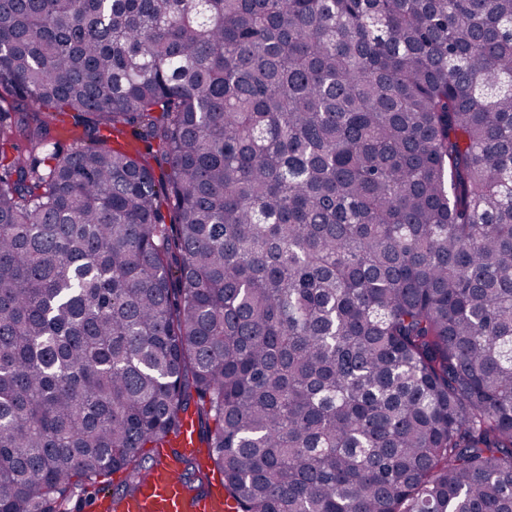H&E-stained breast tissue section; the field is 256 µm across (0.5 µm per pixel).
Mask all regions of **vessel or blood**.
<instances>
[{"instance_id":"vessel-or-blood-1","label":"vessel or blood","mask_w":512,"mask_h":512,"mask_svg":"<svg viewBox=\"0 0 512 512\" xmlns=\"http://www.w3.org/2000/svg\"><path fill=\"white\" fill-rule=\"evenodd\" d=\"M202 443L194 418H186L181 430L172 435L167 447L158 449L156 463L139 490L121 499L102 496L100 512H230L220 484H212L203 494L191 496L179 480L181 457L199 458Z\"/></svg>"}]
</instances>
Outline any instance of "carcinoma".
I'll list each match as a JSON object with an SVG mask.
<instances>
[{"mask_svg": "<svg viewBox=\"0 0 512 512\" xmlns=\"http://www.w3.org/2000/svg\"><path fill=\"white\" fill-rule=\"evenodd\" d=\"M5 94L0 512L192 407L235 512H512V0H0Z\"/></svg>", "mask_w": 512, "mask_h": 512, "instance_id": "carcinoma-1", "label": "carcinoma"}]
</instances>
